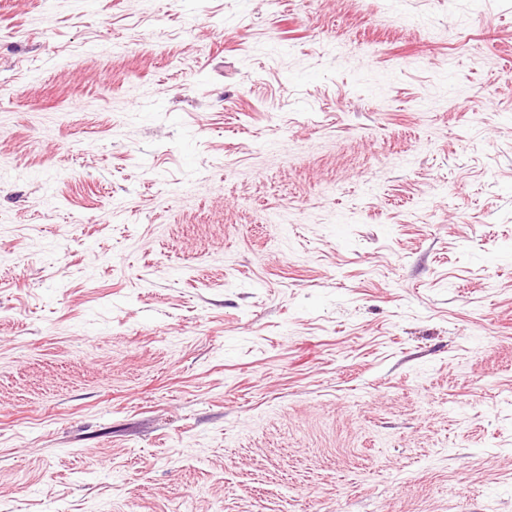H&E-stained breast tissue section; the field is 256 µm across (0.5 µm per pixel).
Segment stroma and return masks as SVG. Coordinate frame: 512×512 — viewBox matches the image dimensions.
<instances>
[{
	"mask_svg": "<svg viewBox=\"0 0 512 512\" xmlns=\"http://www.w3.org/2000/svg\"><path fill=\"white\" fill-rule=\"evenodd\" d=\"M0 512H512V0H0Z\"/></svg>",
	"mask_w": 512,
	"mask_h": 512,
	"instance_id": "obj_1",
	"label": "stroma"
}]
</instances>
